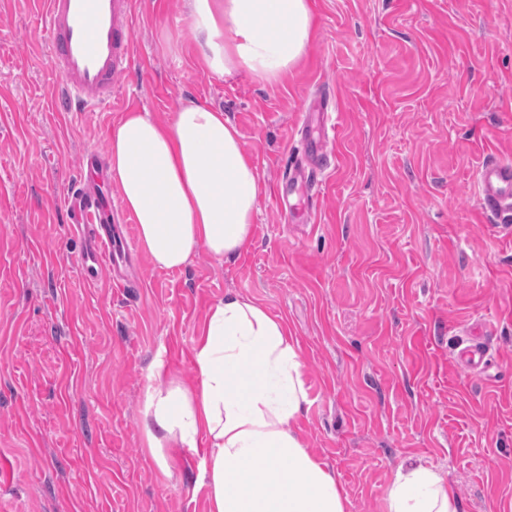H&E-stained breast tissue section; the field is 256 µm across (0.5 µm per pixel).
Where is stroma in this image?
<instances>
[{"instance_id":"obj_1","label":"stroma","mask_w":512,"mask_h":512,"mask_svg":"<svg viewBox=\"0 0 512 512\" xmlns=\"http://www.w3.org/2000/svg\"><path fill=\"white\" fill-rule=\"evenodd\" d=\"M304 60L269 86L202 64L182 0H135L134 58L114 103L56 112L36 0H0V512H207L199 457L162 473L144 444L147 372L195 377L209 306L229 292L282 318L311 404L307 448L348 512H387L398 467L432 465L462 512H512V234L480 210L479 165L512 158V0H310ZM341 114L318 216L280 211L318 99ZM224 112L263 181L235 263L198 251L128 285L83 282L67 189H115L81 156L139 110ZM488 374L461 362L471 337Z\"/></svg>"}]
</instances>
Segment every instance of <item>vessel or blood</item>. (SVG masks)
Instances as JSON below:
<instances>
[{"label":"vessel or blood","instance_id":"obj_1","mask_svg":"<svg viewBox=\"0 0 512 512\" xmlns=\"http://www.w3.org/2000/svg\"><path fill=\"white\" fill-rule=\"evenodd\" d=\"M38 5L47 31V56L61 86L52 100L54 111L87 112L111 102L118 76L134 55V0H38ZM340 118L337 112L321 115L328 134L305 156L310 182H317L322 163L335 146ZM476 184L482 211L501 228H512V161L482 164ZM67 203L78 216L77 231L90 235L77 259L78 272L83 281L96 282L103 270L115 269L124 260L112 250V198L74 188Z\"/></svg>","mask_w":512,"mask_h":512}]
</instances>
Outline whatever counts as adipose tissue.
<instances>
[{"instance_id":"1","label":"adipose tissue","mask_w":512,"mask_h":512,"mask_svg":"<svg viewBox=\"0 0 512 512\" xmlns=\"http://www.w3.org/2000/svg\"><path fill=\"white\" fill-rule=\"evenodd\" d=\"M186 8L202 60L224 78L276 85L313 32L308 0H186ZM108 164L154 269H182L201 249L228 263L251 245L260 175L222 111L186 100L166 123L126 113L111 132ZM193 360L190 385L162 364L148 369L143 430L161 469L170 467L168 449L200 452L208 512H347L334 470L296 428L310 399L282 319L226 294L210 306ZM388 509L460 512V503L433 468L417 464L396 471Z\"/></svg>"}]
</instances>
